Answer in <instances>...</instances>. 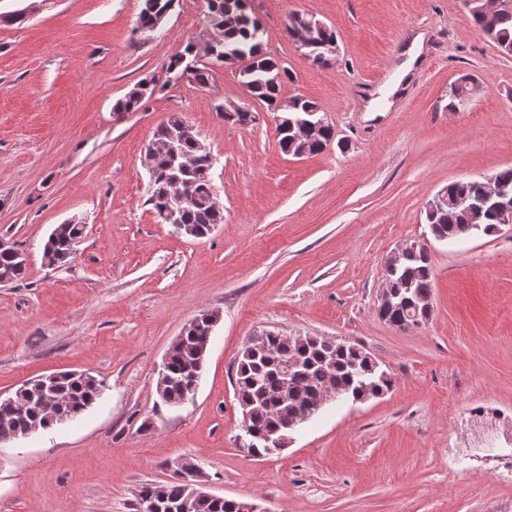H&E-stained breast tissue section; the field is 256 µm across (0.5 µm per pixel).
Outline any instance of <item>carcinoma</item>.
<instances>
[{
    "label": "carcinoma",
    "mask_w": 512,
    "mask_h": 512,
    "mask_svg": "<svg viewBox=\"0 0 512 512\" xmlns=\"http://www.w3.org/2000/svg\"><path fill=\"white\" fill-rule=\"evenodd\" d=\"M500 11L489 14L480 5L469 8L474 26L504 54L512 55V0ZM173 0H143L136 31L144 34L154 31L159 19L169 15ZM209 21L217 28V38L205 50L204 61L194 62L193 82L204 87L212 79V65L220 63L234 66L245 61L240 71V83L254 100L274 108L281 95L288 69L282 63L263 52L264 29L261 21L248 9V0H210ZM338 40L336 31L326 25L320 32V40L302 49V54L316 66H323L324 45ZM156 88L143 90L135 85L113 107L115 112H135L142 101L152 96ZM183 117L170 114L156 128L154 140L173 142L177 153L161 155L150 173L151 209L162 222L164 213H175L172 221L175 229L189 231L195 238H204L211 229L224 223V208L216 204L211 170L215 158L199 151V138L184 137L180 128ZM279 145L283 152L292 156L303 146L308 154L323 151L334 137L333 127L327 125L312 132L302 141L281 124L276 127ZM192 156L194 164L183 166V158ZM180 183L184 187L185 200L176 202L170 197L171 186ZM486 195L482 181H454L444 192L447 202L426 211V222L433 237L439 241H454L478 230L488 234L500 225L498 208L491 202L484 203ZM84 225L58 224L44 245L43 258L50 266L69 261L75 244L82 238ZM27 272V260L21 251L0 252V283L21 281ZM389 290L396 295L397 305L387 311L383 319L393 327L401 328L404 317L413 315L420 323L429 320L432 313L431 294L434 273L428 253L401 262L397 267L385 266ZM218 314L205 312L183 329L168 347V360L159 374L156 393L161 400L177 401L183 396L195 395L204 366L203 347L206 337L212 335ZM295 364L294 371L300 377L291 380L300 394L282 403L275 400L279 395L281 374L288 362ZM328 385L336 393L346 392L356 398L377 397L391 388V380L378 361L365 349L346 342H336L323 336H285L275 333L256 336L245 342L239 353L234 390L237 401L247 406L248 423L259 434L278 426L305 424L323 408L321 393ZM53 392L57 399L56 418L50 420L43 413L40 401L44 389ZM103 384L95 376L86 373L63 374L50 379L48 385L34 379L33 386L23 394L22 403L0 399V439L8 441L30 435L34 429H51L80 415L102 395ZM158 494L166 498L165 506L193 497L191 512H255V504L235 498L213 500L199 493L190 495L188 486L174 479L158 488L145 486L139 500Z\"/></svg>",
    "instance_id": "cac0c4a2"
}]
</instances>
